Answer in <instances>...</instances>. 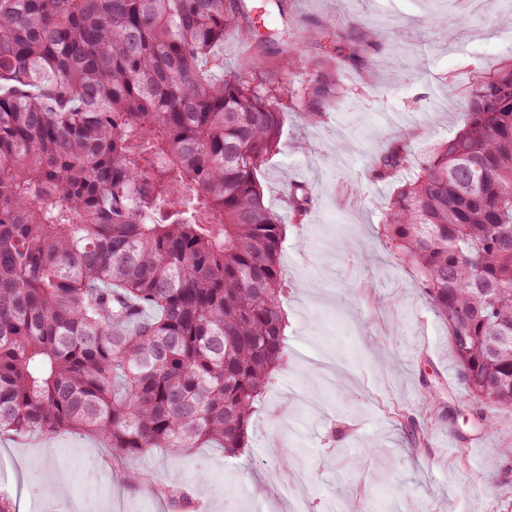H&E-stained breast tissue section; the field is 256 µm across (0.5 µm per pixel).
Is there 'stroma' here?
Masks as SVG:
<instances>
[{
	"label": "stroma",
	"mask_w": 512,
	"mask_h": 512,
	"mask_svg": "<svg viewBox=\"0 0 512 512\" xmlns=\"http://www.w3.org/2000/svg\"><path fill=\"white\" fill-rule=\"evenodd\" d=\"M332 16L361 39L328 27ZM510 16L512 0H280L259 33L289 23V45L227 34L225 71L281 92L316 70L337 82L310 124L282 93L279 150L259 173L286 226L288 363L255 404L249 446L231 457L155 449L135 460L144 481L129 487L94 438L1 436L0 494L18 512L88 499L96 512H173L170 489L187 493L186 512H295L300 499L308 512H512V478L485 482L512 447V408L474 404L444 322L383 235L399 180L374 176L395 137L409 139L410 173L427 145L456 135L470 83L512 58L500 39ZM294 185L312 197L299 221L287 204ZM283 457L303 473L291 488Z\"/></svg>",
	"instance_id": "stroma-1"
}]
</instances>
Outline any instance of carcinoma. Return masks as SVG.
I'll return each instance as SVG.
<instances>
[{
	"mask_svg": "<svg viewBox=\"0 0 512 512\" xmlns=\"http://www.w3.org/2000/svg\"><path fill=\"white\" fill-rule=\"evenodd\" d=\"M227 0H0V435L90 434L129 486L154 448L248 445L286 363L285 227L258 179L285 113L224 73ZM336 79L297 93L308 122ZM391 196L476 402L512 407V64ZM404 140L376 163L406 165ZM297 215L309 204L296 186Z\"/></svg>",
	"mask_w": 512,
	"mask_h": 512,
	"instance_id": "obj_1",
	"label": "carcinoma"
}]
</instances>
